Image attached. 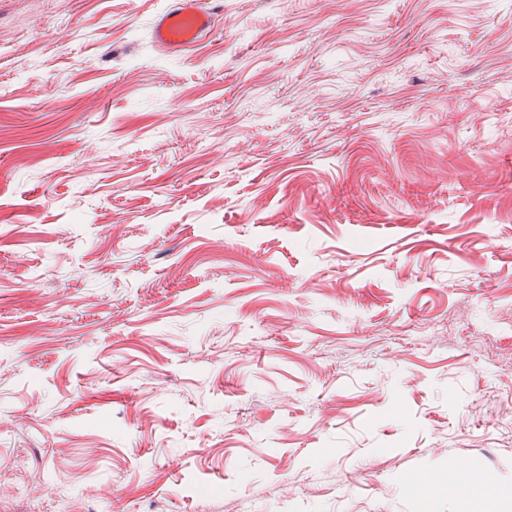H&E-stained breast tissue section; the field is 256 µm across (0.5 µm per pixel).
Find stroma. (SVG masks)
Listing matches in <instances>:
<instances>
[{"label":"stroma","mask_w":512,"mask_h":512,"mask_svg":"<svg viewBox=\"0 0 512 512\" xmlns=\"http://www.w3.org/2000/svg\"><path fill=\"white\" fill-rule=\"evenodd\" d=\"M0 0V512H512V0ZM212 12L197 0H170L158 18L153 38L168 51L175 52L196 42L212 24Z\"/></svg>","instance_id":"1"}]
</instances>
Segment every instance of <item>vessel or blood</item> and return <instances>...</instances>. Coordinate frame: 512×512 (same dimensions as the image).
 Returning a JSON list of instances; mask_svg holds the SVG:
<instances>
[{"instance_id": "1", "label": "vessel or blood", "mask_w": 512, "mask_h": 512, "mask_svg": "<svg viewBox=\"0 0 512 512\" xmlns=\"http://www.w3.org/2000/svg\"><path fill=\"white\" fill-rule=\"evenodd\" d=\"M212 19L199 0H169L155 24L153 38L160 47L175 52L196 42L210 29Z\"/></svg>"}]
</instances>
